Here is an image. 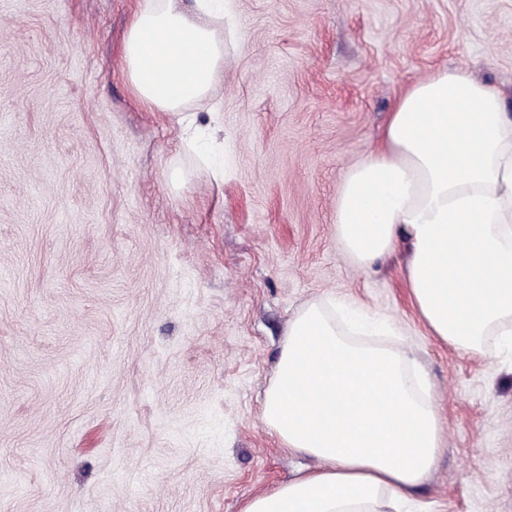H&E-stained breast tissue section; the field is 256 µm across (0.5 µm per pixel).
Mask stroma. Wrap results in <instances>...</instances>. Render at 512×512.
Listing matches in <instances>:
<instances>
[{
	"mask_svg": "<svg viewBox=\"0 0 512 512\" xmlns=\"http://www.w3.org/2000/svg\"><path fill=\"white\" fill-rule=\"evenodd\" d=\"M137 0H0V512H241L314 462L260 420L288 322L336 300L408 347L443 446L415 512H512V349L432 336L401 256L352 264L348 168L399 93L468 68L512 107V0H233L224 74L131 95Z\"/></svg>",
	"mask_w": 512,
	"mask_h": 512,
	"instance_id": "stroma-1",
	"label": "stroma"
}]
</instances>
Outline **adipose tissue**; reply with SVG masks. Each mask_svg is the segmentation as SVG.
Listing matches in <instances>:
<instances>
[{"instance_id": "obj_1", "label": "adipose tissue", "mask_w": 512, "mask_h": 512, "mask_svg": "<svg viewBox=\"0 0 512 512\" xmlns=\"http://www.w3.org/2000/svg\"><path fill=\"white\" fill-rule=\"evenodd\" d=\"M229 0H138L125 77L145 108L177 115L224 73ZM336 232L362 270L403 251L413 306L429 332L474 354L512 339V112L468 69L408 87L377 149L351 165ZM409 349L361 344L314 302L289 322L261 419L315 469L241 512H393L431 471L441 419L416 391Z\"/></svg>"}]
</instances>
